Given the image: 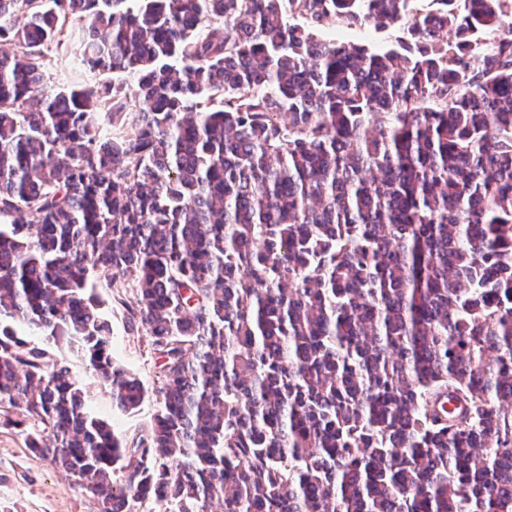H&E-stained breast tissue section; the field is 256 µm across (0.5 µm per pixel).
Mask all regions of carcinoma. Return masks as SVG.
<instances>
[{
	"instance_id": "cac0c4a2",
	"label": "carcinoma",
	"mask_w": 512,
	"mask_h": 512,
	"mask_svg": "<svg viewBox=\"0 0 512 512\" xmlns=\"http://www.w3.org/2000/svg\"><path fill=\"white\" fill-rule=\"evenodd\" d=\"M356 24L399 36L318 38ZM73 28L131 82L47 87ZM0 42V407L35 460L99 512H512V0H0ZM100 294L102 303L101 313L112 323V357L120 365L133 374L139 376L147 383H153L159 375V361L147 348L145 340L141 336L127 332V313L124 308L112 302V307L107 300V289L96 288ZM53 354L55 358L65 360L79 380L90 411L108 422L117 434L132 436L146 429L156 411L152 400H146L134 413L118 410L112 404L108 389L94 376L83 354L75 347L61 343L53 347Z\"/></svg>"
}]
</instances>
